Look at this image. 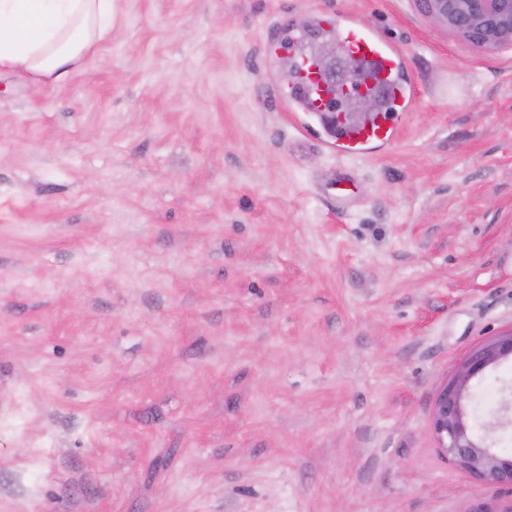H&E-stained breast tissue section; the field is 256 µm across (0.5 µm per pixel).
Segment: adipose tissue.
Returning <instances> with one entry per match:
<instances>
[{
	"mask_svg": "<svg viewBox=\"0 0 512 512\" xmlns=\"http://www.w3.org/2000/svg\"><path fill=\"white\" fill-rule=\"evenodd\" d=\"M113 0H0V70L61 82L111 37Z\"/></svg>",
	"mask_w": 512,
	"mask_h": 512,
	"instance_id": "ef3b65f1",
	"label": "adipose tissue"
}]
</instances>
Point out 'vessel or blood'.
Returning a JSON list of instances; mask_svg holds the SVG:
<instances>
[{
  "mask_svg": "<svg viewBox=\"0 0 512 512\" xmlns=\"http://www.w3.org/2000/svg\"><path fill=\"white\" fill-rule=\"evenodd\" d=\"M311 28L329 35L337 49L355 64L363 88L386 100V109L354 120L331 107V100L339 97L340 92L315 74V52L307 34ZM275 49L288 52L300 64L294 82L282 96L283 102L289 111L312 117L324 146L337 154L355 157L397 140L405 114L417 95L397 45L364 28L354 17L338 20L321 14L310 27H289L287 36Z\"/></svg>",
  "mask_w": 512,
  "mask_h": 512,
  "instance_id": "1",
  "label": "vessel or blood"
}]
</instances>
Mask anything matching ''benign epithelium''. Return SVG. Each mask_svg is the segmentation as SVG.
<instances>
[{
	"label": "benign epithelium",
	"instance_id": "7a95c632",
	"mask_svg": "<svg viewBox=\"0 0 512 512\" xmlns=\"http://www.w3.org/2000/svg\"><path fill=\"white\" fill-rule=\"evenodd\" d=\"M434 24L483 52L512 48V0H416ZM340 79L351 85L340 107L351 114L371 111L374 99L357 90L351 61H345ZM512 357V332L473 351L454 379L438 391L432 411V429L440 451L474 478L512 488V456H503L474 436L466 418L465 400L471 379Z\"/></svg>",
	"mask_w": 512,
	"mask_h": 512
}]
</instances>
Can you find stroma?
<instances>
[{
    "label": "stroma",
    "instance_id": "1",
    "mask_svg": "<svg viewBox=\"0 0 512 512\" xmlns=\"http://www.w3.org/2000/svg\"><path fill=\"white\" fill-rule=\"evenodd\" d=\"M62 83L0 72V512H473L438 389L512 330V48L416 0H117ZM352 14L417 87L339 157L267 45ZM349 198L330 190L343 172ZM512 454V359L470 384Z\"/></svg>",
    "mask_w": 512,
    "mask_h": 512
}]
</instances>
